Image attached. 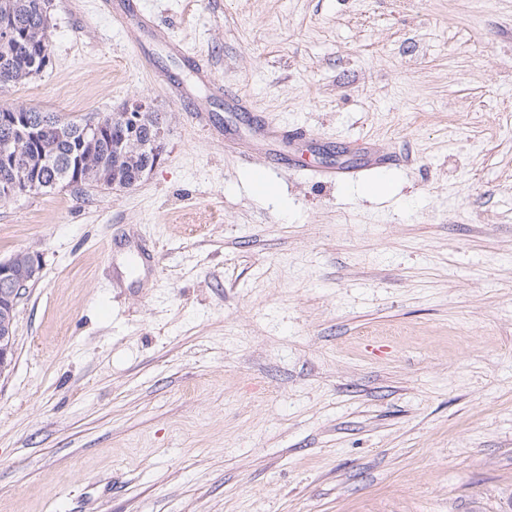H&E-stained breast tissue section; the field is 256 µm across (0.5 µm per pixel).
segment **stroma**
I'll return each mask as SVG.
<instances>
[{
    "instance_id": "stroma-1",
    "label": "stroma",
    "mask_w": 512,
    "mask_h": 512,
    "mask_svg": "<svg viewBox=\"0 0 512 512\" xmlns=\"http://www.w3.org/2000/svg\"><path fill=\"white\" fill-rule=\"evenodd\" d=\"M50 0L8 102L164 119L130 189L0 205L41 270L0 374V512H512V0ZM179 40L272 119L409 165L264 186L164 92ZM386 191L370 193L375 180ZM156 245L116 288L112 239ZM99 7L124 32L128 44L140 55L144 68L153 71L151 55L146 50L143 37L155 27L150 14L145 12L139 0H100Z\"/></svg>"
}]
</instances>
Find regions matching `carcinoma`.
Segmentation results:
<instances>
[{
  "label": "carcinoma",
  "mask_w": 512,
  "mask_h": 512,
  "mask_svg": "<svg viewBox=\"0 0 512 512\" xmlns=\"http://www.w3.org/2000/svg\"><path fill=\"white\" fill-rule=\"evenodd\" d=\"M45 2L47 0H0V18L6 19L9 29L7 37H0V91L21 85L19 76L25 71L35 69L40 74L48 67L52 41ZM161 120L157 111L144 113L140 135L146 142H151L155 125ZM60 123L70 128L64 138L56 132ZM84 129L83 120H62L51 112L26 109L25 124L0 125V145L11 141L21 144L14 159L0 161V180L20 179L31 174L38 178L40 193H51L65 184L80 189L89 186L79 171L69 165V159L82 145ZM123 134L120 128L102 130L94 145V155L102 169L118 173L129 184L147 165L153 147H148L137 159H129L115 148Z\"/></svg>",
  "instance_id": "cac0c4a2"
}]
</instances>
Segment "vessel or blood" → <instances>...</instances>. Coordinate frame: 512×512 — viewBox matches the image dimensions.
<instances>
[{
	"label": "vessel or blood",
	"mask_w": 512,
	"mask_h": 512,
	"mask_svg": "<svg viewBox=\"0 0 512 512\" xmlns=\"http://www.w3.org/2000/svg\"><path fill=\"white\" fill-rule=\"evenodd\" d=\"M99 7L122 29L129 45L139 54L144 68L152 69V58L144 46L143 37L154 29L155 23L152 16L142 9L140 0H100ZM166 53L189 70L193 77L189 84L177 80L169 82V93L173 100L184 111L194 114L210 135L223 140L225 147L233 150L242 163L249 165L254 160H261L260 176L278 170H298L317 183L342 185L359 180L373 171L398 167L403 163L400 154L380 153L372 142L365 140L352 146L353 151L361 156L359 162L344 160L329 165L302 164L300 156L304 147L320 151L325 149V142L312 138L305 126L270 120L246 95L219 83L209 60L202 54L189 53L181 43L175 41L167 43ZM199 86L207 88V97L196 95L195 89ZM213 98L223 101L225 111L245 116L246 131L213 122L209 116V101Z\"/></svg>",
	"instance_id": "vessel-or-blood-1"
}]
</instances>
